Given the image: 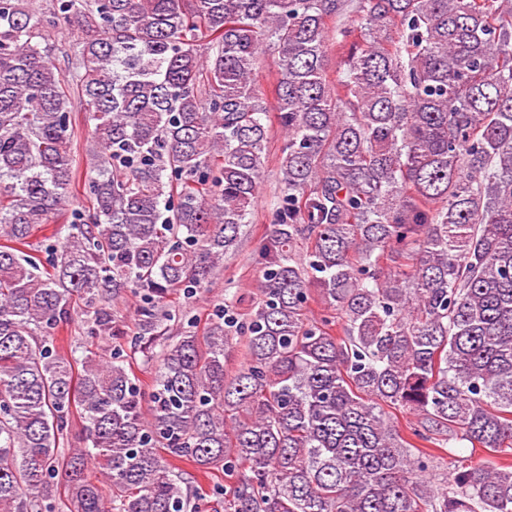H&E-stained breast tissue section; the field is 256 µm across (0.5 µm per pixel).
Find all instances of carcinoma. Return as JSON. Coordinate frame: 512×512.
I'll use <instances>...</instances> for the list:
<instances>
[{"instance_id":"obj_1","label":"carcinoma","mask_w":512,"mask_h":512,"mask_svg":"<svg viewBox=\"0 0 512 512\" xmlns=\"http://www.w3.org/2000/svg\"><path fill=\"white\" fill-rule=\"evenodd\" d=\"M60 23L87 33L70 79L42 46ZM267 46L263 299L174 340L169 297L215 277L260 197ZM75 98L101 147L84 170ZM129 292L147 388L53 336L78 300L88 336L114 331ZM452 441L486 457L442 488ZM508 448L512 0H0V512H207L179 459L234 479L224 512H512Z\"/></svg>"}]
</instances>
